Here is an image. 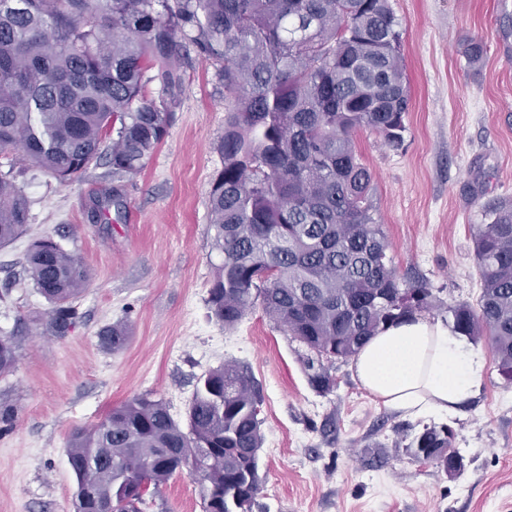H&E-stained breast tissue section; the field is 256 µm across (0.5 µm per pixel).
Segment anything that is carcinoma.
<instances>
[{"label":"carcinoma","instance_id":"obj_1","mask_svg":"<svg viewBox=\"0 0 512 512\" xmlns=\"http://www.w3.org/2000/svg\"><path fill=\"white\" fill-rule=\"evenodd\" d=\"M402 29L390 0H0V155L19 151L62 184L81 181L106 156L112 181L144 169L163 142L190 51L220 64L222 167L208 195L213 245L223 260L211 281L209 317L235 327L256 300L305 348L310 385L336 386L384 326L443 305L427 284L401 278L372 213V173L353 136L375 132L392 147L406 131L410 91ZM157 69L162 95L143 93ZM121 209L102 193L95 220ZM29 203L13 171H0V246L26 230ZM477 305L446 306L452 328L487 336L499 375L512 384V200L489 201L472 227ZM26 273L50 305L47 326L69 330L89 280L80 259L49 236L34 241ZM101 345L122 349L116 322ZM17 363L0 336V375ZM261 400L251 375L227 361L198 380L182 419L149 394L75 429L67 457L73 512H142L144 495L180 471L201 487L205 512H252L261 489ZM453 430L406 432L405 449L448 471Z\"/></svg>","mask_w":512,"mask_h":512}]
</instances>
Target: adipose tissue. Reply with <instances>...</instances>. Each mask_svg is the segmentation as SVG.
I'll use <instances>...</instances> for the list:
<instances>
[{"instance_id": "adipose-tissue-1", "label": "adipose tissue", "mask_w": 512, "mask_h": 512, "mask_svg": "<svg viewBox=\"0 0 512 512\" xmlns=\"http://www.w3.org/2000/svg\"><path fill=\"white\" fill-rule=\"evenodd\" d=\"M351 369L375 400L403 416H446L478 395L482 359L451 328L416 315L372 337Z\"/></svg>"}]
</instances>
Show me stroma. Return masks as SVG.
Returning a JSON list of instances; mask_svg holds the SVG:
<instances>
[{
    "label": "stroma",
    "mask_w": 512,
    "mask_h": 512,
    "mask_svg": "<svg viewBox=\"0 0 512 512\" xmlns=\"http://www.w3.org/2000/svg\"><path fill=\"white\" fill-rule=\"evenodd\" d=\"M402 23L411 104L394 148L357 131L372 172L373 213L399 275L422 276L444 307L476 302L480 286L471 227L481 206L512 199V6L501 0H390ZM481 38L483 59L463 47ZM173 122L145 169L123 182L125 203L94 224L96 197L111 187L106 165L60 184L16 163L30 201L25 233L0 247V335L18 361L0 375V402L15 411L0 431V512H72L75 480L66 456L77 427L100 422L135 396L163 399L183 417L196 380L227 361L247 369L262 397L261 490L253 512H512V384L487 340L475 399L426 424L451 427L463 467L449 475L399 447L406 418L377 403L335 364V388L313 389L302 347L254 304L231 329L208 316L221 261L209 230L208 194L221 169L224 84L213 61L190 55ZM52 237L90 271L78 317L51 331L47 302L24 277L30 243ZM126 321L131 336L112 352L99 330ZM143 512H203L199 484L175 474Z\"/></svg>",
    "instance_id": "35a3bbf8"
}]
</instances>
